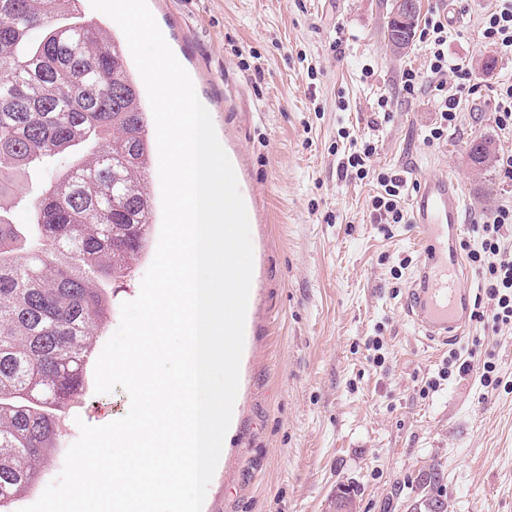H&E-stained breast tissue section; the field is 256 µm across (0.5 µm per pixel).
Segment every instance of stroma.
I'll use <instances>...</instances> for the list:
<instances>
[{"instance_id": "1", "label": "stroma", "mask_w": 512, "mask_h": 512, "mask_svg": "<svg viewBox=\"0 0 512 512\" xmlns=\"http://www.w3.org/2000/svg\"><path fill=\"white\" fill-rule=\"evenodd\" d=\"M420 2L424 18L450 7L463 15L448 54L465 61L476 88L463 93L447 138L431 145L428 49L418 40L402 55L386 49L393 0H148L237 172L253 246L241 401L203 512H335L336 491L349 482L359 488L357 512H405L413 479L434 463L451 512H512V389L484 388L475 374L438 378L450 354L473 348L512 382V327L473 322L456 342L428 343L404 313L422 258L415 226L376 223L374 185L336 172L356 138L376 143L375 166L404 174L406 197L423 177L448 172L467 201L472 243L473 226L512 203V181L495 169L478 174L466 156L477 137L512 152L494 114L512 57L481 39L495 0ZM407 69L423 80L412 94L402 88ZM381 97L385 120L375 114ZM159 233L152 228L132 272L113 283L96 350L118 328L121 304L137 297ZM374 337L383 343L377 364L367 350ZM129 408L122 388L99 394L87 381L62 420L53 462L16 508L60 474L77 420L103 425Z\"/></svg>"}]
</instances>
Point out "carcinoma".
Returning <instances> with one entry per match:
<instances>
[{
    "mask_svg": "<svg viewBox=\"0 0 512 512\" xmlns=\"http://www.w3.org/2000/svg\"><path fill=\"white\" fill-rule=\"evenodd\" d=\"M78 2L0 0V512L53 461L112 312L109 285L130 274L153 224L139 81L122 42L80 20ZM35 28L44 39L19 54ZM79 145L89 154L49 180L31 223H11L16 177ZM467 156L487 169L492 143L472 141ZM413 489L409 509L430 512L442 497L440 467ZM355 496L338 489L336 512H354Z\"/></svg>",
    "mask_w": 512,
    "mask_h": 512,
    "instance_id": "carcinoma-1",
    "label": "carcinoma"
}]
</instances>
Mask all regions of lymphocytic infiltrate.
Masks as SVG:
<instances>
[{"label":"lymphocytic infiltrate","instance_id":"lymphocytic-infiltrate-1","mask_svg":"<svg viewBox=\"0 0 512 512\" xmlns=\"http://www.w3.org/2000/svg\"><path fill=\"white\" fill-rule=\"evenodd\" d=\"M482 41L502 55H512V0H497L495 9L487 12L481 27ZM430 47V72L439 117L425 136L427 142L443 140L457 119L458 100L449 93V79L465 87L469 72L462 61L448 59V20L441 13L428 17L420 33ZM373 141H362L359 147L344 155L338 163L342 178L374 180L379 190L371 198L377 223L400 224L405 220L402 198L406 180L399 173L375 167ZM512 228V205H499L482 224L476 225L477 245L462 242L470 262L479 270L482 283L476 295L471 318L477 322L492 320L498 326H512V250L505 245L507 229Z\"/></svg>","mask_w":512,"mask_h":512}]
</instances>
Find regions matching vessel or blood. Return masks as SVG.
I'll use <instances>...</instances> for the list:
<instances>
[{
    "label": "vessel or blood",
    "instance_id": "1",
    "mask_svg": "<svg viewBox=\"0 0 512 512\" xmlns=\"http://www.w3.org/2000/svg\"><path fill=\"white\" fill-rule=\"evenodd\" d=\"M465 210L456 181L444 174L420 182L412 200L411 221L424 254L404 312L431 342L456 340L469 326L471 291L459 252Z\"/></svg>",
    "mask_w": 512,
    "mask_h": 512
}]
</instances>
